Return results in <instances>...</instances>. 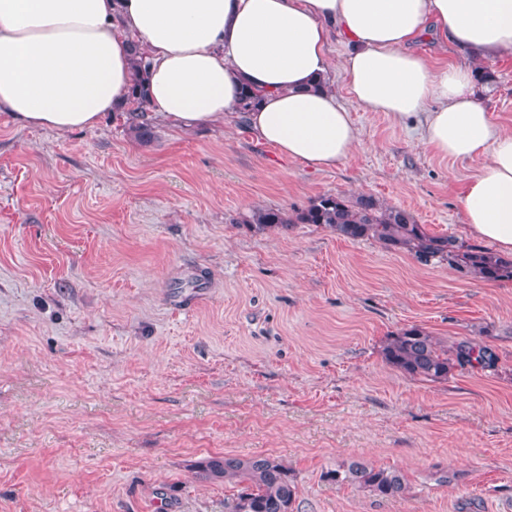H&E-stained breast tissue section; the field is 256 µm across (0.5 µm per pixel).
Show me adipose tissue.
<instances>
[{
    "instance_id": "adipose-tissue-1",
    "label": "adipose tissue",
    "mask_w": 512,
    "mask_h": 512,
    "mask_svg": "<svg viewBox=\"0 0 512 512\" xmlns=\"http://www.w3.org/2000/svg\"><path fill=\"white\" fill-rule=\"evenodd\" d=\"M337 35L359 108L416 122L443 158L479 161L460 197L466 230L512 256V128L474 91L479 64L512 56V0H0V112L59 134L119 112L190 130L223 123L246 86L260 98L247 115L258 140L330 168L360 144L326 83ZM422 40L460 62L420 56ZM137 49L150 63L145 114L128 109Z\"/></svg>"
}]
</instances>
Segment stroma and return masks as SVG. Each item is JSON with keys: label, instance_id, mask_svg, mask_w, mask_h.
Returning <instances> with one entry per match:
<instances>
[{"label": "stroma", "instance_id": "35a3bbf8", "mask_svg": "<svg viewBox=\"0 0 512 512\" xmlns=\"http://www.w3.org/2000/svg\"><path fill=\"white\" fill-rule=\"evenodd\" d=\"M330 81L360 132L315 171L240 114L133 138L121 116L60 135L0 113V512H226L239 486L208 456H273L294 512H512V287L374 240L293 224L322 194L375 198L467 241L460 195L479 167L424 147ZM476 94L512 127V56ZM470 338L495 368L421 381L387 336ZM402 470L381 499L327 472Z\"/></svg>", "mask_w": 512, "mask_h": 512}]
</instances>
